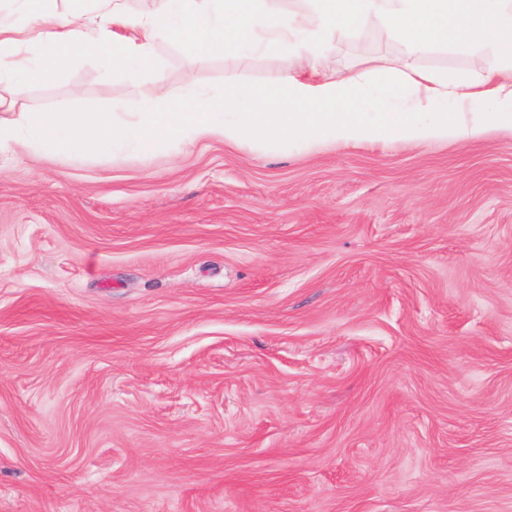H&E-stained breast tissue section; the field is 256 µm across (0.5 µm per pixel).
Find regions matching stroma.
<instances>
[{"instance_id": "1", "label": "stroma", "mask_w": 512, "mask_h": 512, "mask_svg": "<svg viewBox=\"0 0 512 512\" xmlns=\"http://www.w3.org/2000/svg\"><path fill=\"white\" fill-rule=\"evenodd\" d=\"M403 51L343 26L322 67ZM151 55L133 80L72 60L17 108L285 69L177 34ZM476 55L498 64H415ZM0 512H512V130L1 155Z\"/></svg>"}]
</instances>
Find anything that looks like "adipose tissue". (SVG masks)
I'll list each match as a JSON object with an SVG mask.
<instances>
[{
    "mask_svg": "<svg viewBox=\"0 0 512 512\" xmlns=\"http://www.w3.org/2000/svg\"><path fill=\"white\" fill-rule=\"evenodd\" d=\"M29 2L26 17L0 23V75L23 71L15 88L19 95L44 78L57 59L92 46L107 55L113 69L136 75L150 64L153 42L171 33L192 38L206 51L221 45H280L286 75L272 93L230 75L216 97L190 88L173 91L158 78L123 119L109 112L37 117L0 97V152L36 144L66 161L79 148L104 143L148 152L163 146L185 150L211 139L230 144L329 139L359 145L384 138L407 143L465 138L481 133L483 123L462 122L458 110L482 94L490 101L491 119L512 129V0H310V9L296 15L282 13L279 0H157L150 16L127 13L123 0H96L93 23H54L45 18V0ZM340 18L355 26H380L404 44L405 55L383 76L324 74L321 61L334 45ZM117 27L125 31L118 39ZM31 39L49 44L53 57L27 65L6 57L8 44ZM476 41L497 51L499 68L449 81L414 64L427 46L450 43L465 50ZM369 93L377 108L371 118L359 108Z\"/></svg>",
    "mask_w": 512,
    "mask_h": 512,
    "instance_id": "1",
    "label": "adipose tissue"
}]
</instances>
